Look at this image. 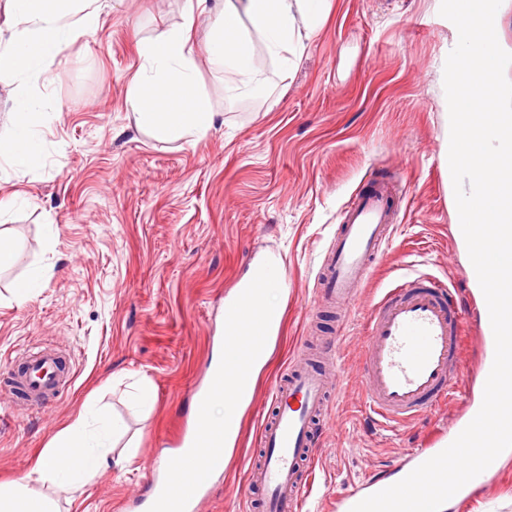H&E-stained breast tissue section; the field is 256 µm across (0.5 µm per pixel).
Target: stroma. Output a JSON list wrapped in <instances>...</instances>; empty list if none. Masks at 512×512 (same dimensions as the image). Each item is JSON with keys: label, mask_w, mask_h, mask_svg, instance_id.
<instances>
[{"label": "stroma", "mask_w": 512, "mask_h": 512, "mask_svg": "<svg viewBox=\"0 0 512 512\" xmlns=\"http://www.w3.org/2000/svg\"><path fill=\"white\" fill-rule=\"evenodd\" d=\"M441 0H330L326 23L287 64L264 56L259 82L241 85L197 64L216 112L195 143L161 142L138 127L126 93L140 43L181 25L186 0H97L95 29L68 46L50 82L28 87L50 111L42 156L23 178L0 177V197L20 201L0 237L15 261L0 270V378L20 353L65 351L70 384L41 410L0 397V481L31 472L83 408L87 428L112 424L118 444L84 488L53 496L60 512H140L156 461L169 457L191 421L207 376L224 300L251 262L281 260L284 309L270 365L247 407L232 459L213 475L199 512H251L250 461L269 387L286 376L304 342L339 335L342 378L315 453L304 512H329L370 475L397 474L415 448H437L465 410L457 399L388 431L363 409L360 364L373 303L401 274L469 285L459 259L457 207L443 163L448 104L444 66L455 25ZM400 173L403 194L390 249L348 320L317 307V274L350 194L370 176ZM36 277L34 296L14 297ZM150 382V406L135 403ZM449 512H512V458Z\"/></svg>", "instance_id": "obj_1"}]
</instances>
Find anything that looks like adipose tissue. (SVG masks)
Instances as JSON below:
<instances>
[{"label": "adipose tissue", "instance_id": "ef3b65f1", "mask_svg": "<svg viewBox=\"0 0 512 512\" xmlns=\"http://www.w3.org/2000/svg\"><path fill=\"white\" fill-rule=\"evenodd\" d=\"M86 0H6V30H0V83L27 86L48 81L49 67L69 44L93 30L94 13ZM327 0H189L190 9L215 14L206 45L213 65L233 73L245 85L262 74L253 42L261 40L267 54L287 58L302 48L321 25ZM190 25L159 31L140 49L142 60L126 95L139 126L159 140L199 141L211 130L215 113L209 95L199 83L196 47ZM14 121L0 133V163L18 177L36 166L41 151L37 134L47 111L36 98L21 95L12 105ZM271 356L270 349L244 347L241 356L218 354L215 365L233 375L244 369L249 388L236 403L211 406L208 418L223 424L225 449H232L240 422ZM113 451L106 435L84 437L81 450L73 448V431L65 429L39 458L31 474L34 482L63 491L87 485ZM0 512H59L52 498L28 490L25 482L0 485Z\"/></svg>", "mask_w": 512, "mask_h": 512}]
</instances>
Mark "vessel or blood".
<instances>
[{"label": "vessel or blood", "mask_w": 512, "mask_h": 512, "mask_svg": "<svg viewBox=\"0 0 512 512\" xmlns=\"http://www.w3.org/2000/svg\"><path fill=\"white\" fill-rule=\"evenodd\" d=\"M401 190L399 177L364 183L340 211L339 232L318 272L322 301L348 312L373 274L375 260L393 241L398 213L393 205ZM273 266L260 267L248 284L245 300L226 314L228 348L244 334L256 344L268 339L275 320L255 302L258 289L278 283ZM466 320L452 288L418 273L404 275L374 304L361 362L364 408L381 425L403 426L438 408L463 383L462 344ZM476 340L481 358L478 372L488 377L495 344L489 318H480ZM340 374L336 342L321 359L300 351L285 379L270 390L272 416L260 428L261 461L248 468L249 484L261 492V512H302L310 484L304 465L314 450L311 437L329 410V381ZM11 387L30 409L44 407L62 375L57 356L47 350L25 356L10 372ZM223 369L210 371L195 392L194 427L181 448L153 479L150 512H196L208 475L224 469V427L208 421L210 403L233 395Z\"/></svg>", "instance_id": "b4317fda"}]
</instances>
